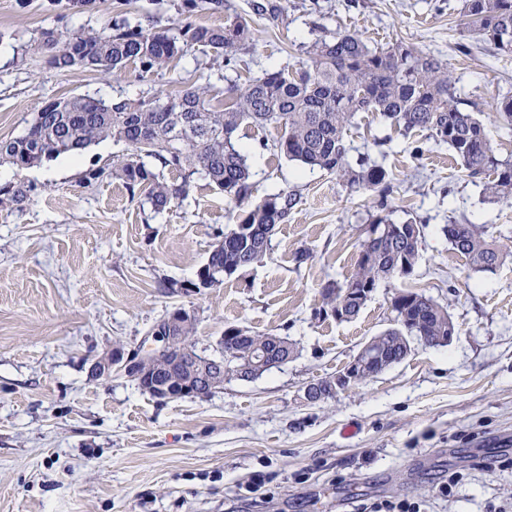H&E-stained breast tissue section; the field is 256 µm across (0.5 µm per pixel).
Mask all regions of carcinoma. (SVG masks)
<instances>
[{"label":"carcinoma","instance_id":"cac0c4a2","mask_svg":"<svg viewBox=\"0 0 512 512\" xmlns=\"http://www.w3.org/2000/svg\"><path fill=\"white\" fill-rule=\"evenodd\" d=\"M199 10L226 12L224 25L186 22L173 34L124 19L108 30L65 35L45 30L38 50L59 70L85 66L112 73L133 64L142 75L159 74L195 48L212 53L219 67L236 69L239 52L252 41L248 22L229 13L224 0H182L177 6L180 14ZM459 15L464 28L494 56L512 57V0H460ZM305 54L307 60L299 67L232 81L221 96L212 94L205 82L163 97L50 99L23 135L0 141V159L23 168L106 139L122 141L129 153L115 174L130 193L145 189L156 213L187 199L195 176L205 177L239 209L233 227L224 231V244L214 245L206 262L216 284L242 267L262 263L270 244L263 227L287 223L300 203V196L288 190L251 203L252 174L237 140L243 127L276 129L273 149L278 154L336 175L351 191L377 193L383 209L392 192L389 171L367 156L350 162L346 139L357 116L370 113L404 137L426 132L436 143L448 145L466 175L483 180L484 197L512 200V158L498 155L477 105L457 95L453 72L441 59L403 42L371 45L351 31L325 35L308 45ZM493 110L498 122L512 126V97L496 101ZM29 192L23 183L0 187V211L21 210ZM375 224L382 227L380 237L363 245L344 285L324 286L318 316L334 317L342 309L347 320L355 319L364 308L362 291L417 266L423 225L385 217L376 218ZM442 232L475 273L492 272L512 260V250L490 239L481 224L452 221ZM343 286L351 293L342 292ZM391 307L404 320L373 337L382 363L401 360L400 336L406 329L432 339L449 334L448 305L422 291L399 290ZM270 337L229 326L214 352L232 350L243 359L267 347Z\"/></svg>","mask_w":512,"mask_h":512}]
</instances>
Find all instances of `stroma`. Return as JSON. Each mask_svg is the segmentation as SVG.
<instances>
[{
    "instance_id": "stroma-1",
    "label": "stroma",
    "mask_w": 512,
    "mask_h": 512,
    "mask_svg": "<svg viewBox=\"0 0 512 512\" xmlns=\"http://www.w3.org/2000/svg\"><path fill=\"white\" fill-rule=\"evenodd\" d=\"M177 2L95 0L62 14L51 0H0V140L21 136L51 98L165 95L209 74L212 58L199 51L174 71L143 77L132 66L117 76L60 71L36 49L47 29L224 22L220 12L183 18ZM256 2L227 0L253 29L239 80L296 65L303 45L348 30L433 52L453 71L458 95L482 111L512 96V58L491 56L462 29L458 0H269L272 16L257 14ZM461 43L470 55L458 52ZM276 135L239 132L252 200L288 189L301 201L263 263L209 288L196 287L197 272L233 207L208 179L197 177L186 200L157 214L145 190L129 192L113 176L126 153L121 142L36 168L0 163V187L31 188L22 210L0 212V512H356L403 499L424 512H512V262L470 273L441 231L467 221L511 242L512 201L485 200L447 146L422 132L401 136L367 113L349 141L391 175L383 212L375 193L352 192L325 170L259 148ZM93 170L99 179H90ZM382 213L423 224L413 274L380 284L352 321L319 318L324 285L351 276L365 229ZM302 249L311 256L300 265ZM404 285L448 304L457 338L416 346L347 393L307 403L308 383L336 375L389 327L390 299ZM178 308L194 313L198 348L236 326L288 337L297 354L203 400H160L117 373L92 377L96 355L117 343L137 348ZM256 471L270 476L260 504L237 490ZM452 471L464 478L446 499L438 487Z\"/></svg>"
}]
</instances>
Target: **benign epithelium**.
Returning <instances> with one entry per match:
<instances>
[{"mask_svg": "<svg viewBox=\"0 0 512 512\" xmlns=\"http://www.w3.org/2000/svg\"><path fill=\"white\" fill-rule=\"evenodd\" d=\"M193 319V314L178 309L161 318L155 325L152 340L159 346L137 351L118 348L96 358L91 374L96 378H107L120 372L130 379L152 384L158 397L163 399H205L214 392L224 390V382L239 377L230 366L208 369L210 361L198 353L189 342L179 349L172 347L176 337L172 330L183 320ZM384 369L374 362V353L364 345L347 364L342 373L326 383H312L304 390V399L316 402L335 398L371 374H380Z\"/></svg>", "mask_w": 512, "mask_h": 512, "instance_id": "7a95c632", "label": "benign epithelium"}]
</instances>
